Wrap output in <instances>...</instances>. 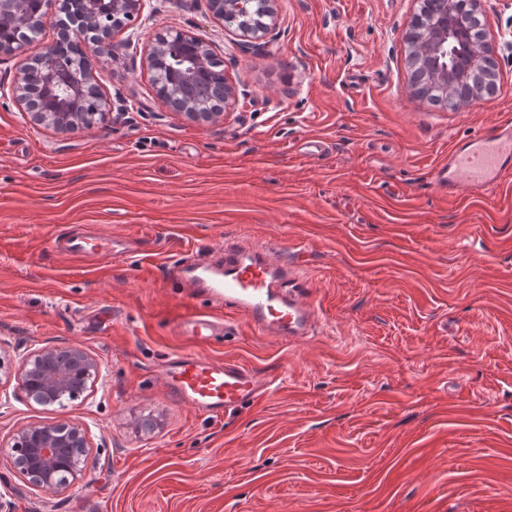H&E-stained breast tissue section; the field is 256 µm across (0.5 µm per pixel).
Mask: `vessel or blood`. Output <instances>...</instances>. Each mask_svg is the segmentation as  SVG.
I'll list each match as a JSON object with an SVG mask.
<instances>
[{
  "instance_id": "b4317fda",
  "label": "vessel or blood",
  "mask_w": 512,
  "mask_h": 512,
  "mask_svg": "<svg viewBox=\"0 0 512 512\" xmlns=\"http://www.w3.org/2000/svg\"><path fill=\"white\" fill-rule=\"evenodd\" d=\"M512 173V121L498 123L493 130L459 143L449 152L448 162L438 168L437 183L449 196L486 191ZM119 241L109 236H74L65 249L103 258L117 254ZM277 247L246 239L225 243L224 257L213 263L179 267L183 287L202 292L218 301L225 312L243 317L255 334L281 340L313 334L319 313L316 304L292 280L302 267L291 259L276 258ZM180 335L198 343L229 333L228 321L191 312L175 322ZM172 393L196 411L213 417L235 414L274 384L260 380L241 361L207 360L195 352L173 357L164 372Z\"/></svg>"
}]
</instances>
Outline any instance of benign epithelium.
<instances>
[{
  "label": "benign epithelium",
  "mask_w": 512,
  "mask_h": 512,
  "mask_svg": "<svg viewBox=\"0 0 512 512\" xmlns=\"http://www.w3.org/2000/svg\"><path fill=\"white\" fill-rule=\"evenodd\" d=\"M147 0H81L83 11L77 13L78 28L72 30L60 24L55 40L47 45L35 58L18 64L11 82V94L22 111L30 115L33 122L51 127L60 132L75 131L83 126H92L105 119L111 110V101L94 82L90 56L79 49L82 57L83 77H75L68 69L58 65L61 51L75 45L73 36L91 29L96 33L94 55L115 56L117 45L126 48L131 42L115 43L119 34L127 28L125 19L141 14ZM213 18L224 29L240 37L243 45L261 38L238 25V16L245 9V0H206ZM442 7L428 24L427 52L433 56L448 45L452 36L448 31V0H441ZM57 7L63 14H71L72 0H37V6L21 15L19 28L31 32L42 30L50 10ZM178 35L186 45L180 56L177 73L181 80L191 85L195 92L217 105L212 112H192L191 100H176L169 89L161 88L158 79V60L163 45L155 42L144 51L145 69L159 97L174 110L189 119L202 123L217 121L221 108L236 99V89L226 75L204 85L196 79L208 70L215 58L212 47L190 31ZM100 364L84 348L72 344L64 347L45 346L36 349L22 360L15 378L26 398L37 403H52L60 407L78 399L86 390L88 382L99 377ZM10 449L14 469L34 489L57 494L68 491L81 478V458L91 449L85 425L69 418L40 421L26 424L16 430L0 447Z\"/></svg>",
  "instance_id": "1"
}]
</instances>
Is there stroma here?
Segmentation results:
<instances>
[{"mask_svg":"<svg viewBox=\"0 0 512 512\" xmlns=\"http://www.w3.org/2000/svg\"><path fill=\"white\" fill-rule=\"evenodd\" d=\"M417 0H278L242 47L205 0H148L119 59L94 58L113 108L62 133L0 96V342L5 369L78 344L102 366L66 406L0 385V439L82 422L92 445L67 493L32 489L0 450L11 512H512V174L457 199L435 181L465 138L512 118V0L478 17L491 93L457 111L413 96L404 35ZM211 43L238 99L213 124L178 114L142 69L162 33ZM307 140L324 154L304 153ZM132 237L111 259L56 237ZM245 236L301 253L321 308L305 340L174 330L175 268ZM279 380L231 418L164 385L186 350Z\"/></svg>","mask_w":512,"mask_h":512,"instance_id":"1","label":"stroma"}]
</instances>
